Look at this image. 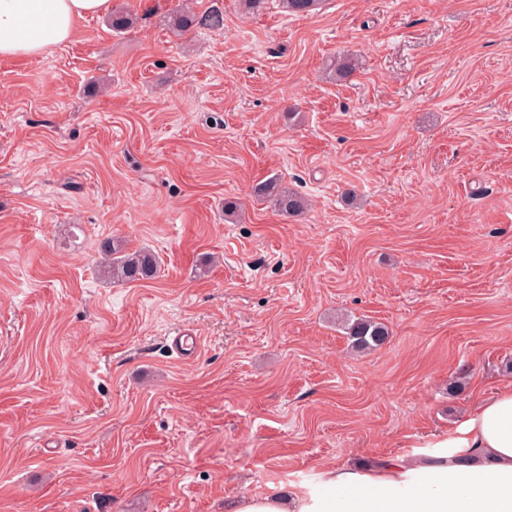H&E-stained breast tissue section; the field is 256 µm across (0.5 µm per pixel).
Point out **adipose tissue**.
<instances>
[{
	"label": "adipose tissue",
	"instance_id": "1",
	"mask_svg": "<svg viewBox=\"0 0 512 512\" xmlns=\"http://www.w3.org/2000/svg\"><path fill=\"white\" fill-rule=\"evenodd\" d=\"M110 0H0V57L30 58L71 41ZM465 451L468 460L452 463ZM232 512H512V387L479 402L454 434L414 457L322 471L310 488L279 485Z\"/></svg>",
	"mask_w": 512,
	"mask_h": 512
}]
</instances>
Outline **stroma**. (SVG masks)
Listing matches in <instances>:
<instances>
[{
	"label": "stroma",
	"mask_w": 512,
	"mask_h": 512,
	"mask_svg": "<svg viewBox=\"0 0 512 512\" xmlns=\"http://www.w3.org/2000/svg\"><path fill=\"white\" fill-rule=\"evenodd\" d=\"M182 3L0 59V512H229L512 386V0ZM109 239L158 277L103 279ZM224 25L222 13L217 10L196 12L195 9L185 5L181 6L169 17V26L172 32L181 37L199 28H220ZM254 196L273 206L282 215H294L307 207V202L277 175H272L253 186ZM351 347L358 352H367L382 345L389 336L383 323L363 317L347 319L344 327Z\"/></svg>",
	"instance_id": "obj_1"
}]
</instances>
